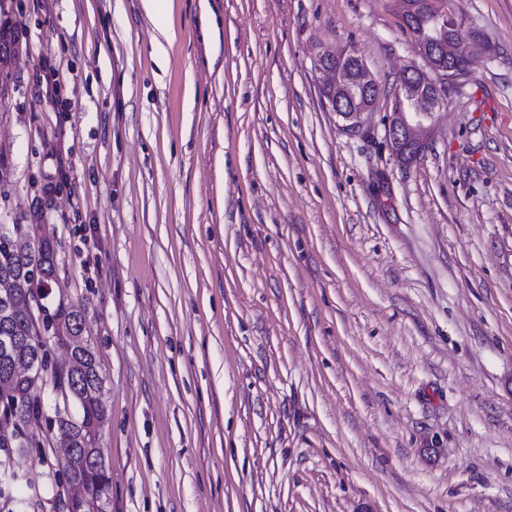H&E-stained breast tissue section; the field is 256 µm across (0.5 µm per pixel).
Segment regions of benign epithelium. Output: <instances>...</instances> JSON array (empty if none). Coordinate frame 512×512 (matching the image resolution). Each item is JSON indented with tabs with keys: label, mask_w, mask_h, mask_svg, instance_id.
I'll use <instances>...</instances> for the list:
<instances>
[{
	"label": "benign epithelium",
	"mask_w": 512,
	"mask_h": 512,
	"mask_svg": "<svg viewBox=\"0 0 512 512\" xmlns=\"http://www.w3.org/2000/svg\"><path fill=\"white\" fill-rule=\"evenodd\" d=\"M417 49L421 63L410 65L404 74L421 79L429 90L411 93L400 100L394 105V111L387 113L384 122V138L391 156L405 168L425 149L426 134L432 127L436 110L448 103V89L456 81L455 63L461 57L451 42L430 46L420 41ZM349 57L345 51L324 52L317 56L315 69L324 108L342 120L344 133L355 136L363 130V115L376 109L379 96L366 94L359 98L355 92L346 95L337 92ZM70 472L69 467L61 470L70 491L69 512H74L76 506L85 504L89 498L109 497L110 486L74 480Z\"/></svg>",
	"instance_id": "benign-epithelium-1"
}]
</instances>
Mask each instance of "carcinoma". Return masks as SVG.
<instances>
[{
    "mask_svg": "<svg viewBox=\"0 0 512 512\" xmlns=\"http://www.w3.org/2000/svg\"><path fill=\"white\" fill-rule=\"evenodd\" d=\"M11 11L12 0H0V63L6 67L18 44ZM406 26L417 40L440 36L460 45L458 17L451 13L422 14ZM38 228V224H0V284L10 283L16 290L36 293L44 300L56 277V247L52 234L35 235ZM39 309L43 319L38 322L25 310L0 300V335L19 340L18 347L8 359L0 358V390H11L6 400L0 402V417L14 424L13 434L0 435V451L4 452L0 469L9 468L13 450L26 447L28 429L38 425L44 417L38 386L20 378L14 368L31 362L38 350L45 349L43 337L46 335L61 346L73 337L83 335L84 316L80 308L60 304L51 310L43 303ZM43 374L51 375L54 387L67 393L69 402L77 406L81 425L101 427L106 417L105 406L99 397L103 378L96 348L90 342L80 340L67 364L43 365ZM99 439L100 432L97 431L90 439L81 438L74 444L79 454L85 457L87 468L82 473L87 479L98 478L92 465L100 454Z\"/></svg>",
    "mask_w": 512,
    "mask_h": 512,
    "instance_id": "cac0c4a2",
    "label": "carcinoma"
}]
</instances>
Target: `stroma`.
Returning a JSON list of instances; mask_svg holds the SVG:
<instances>
[{
  "label": "stroma",
  "instance_id": "35a3bbf8",
  "mask_svg": "<svg viewBox=\"0 0 512 512\" xmlns=\"http://www.w3.org/2000/svg\"><path fill=\"white\" fill-rule=\"evenodd\" d=\"M490 42L423 154L384 116L396 0H13L0 223L57 240L106 381L109 512H512V0H434ZM381 84L359 136L324 50ZM58 431L21 512H66ZM350 56L351 53L345 51L324 52L317 56L315 69L324 108L342 120L341 129L344 133L355 136L364 128L363 115L376 109L380 96L365 94L358 98L357 92H347L346 96L338 94L337 89L347 70L345 62Z\"/></svg>",
  "mask_w": 512,
  "mask_h": 512
}]
</instances>
